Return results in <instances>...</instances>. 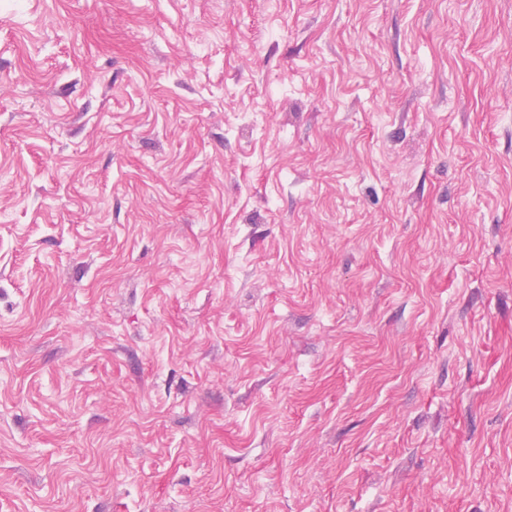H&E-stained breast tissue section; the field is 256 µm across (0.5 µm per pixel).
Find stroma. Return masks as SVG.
<instances>
[{
  "label": "stroma",
  "mask_w": 512,
  "mask_h": 512,
  "mask_svg": "<svg viewBox=\"0 0 512 512\" xmlns=\"http://www.w3.org/2000/svg\"><path fill=\"white\" fill-rule=\"evenodd\" d=\"M0 512H512V0H0Z\"/></svg>",
  "instance_id": "stroma-1"
}]
</instances>
